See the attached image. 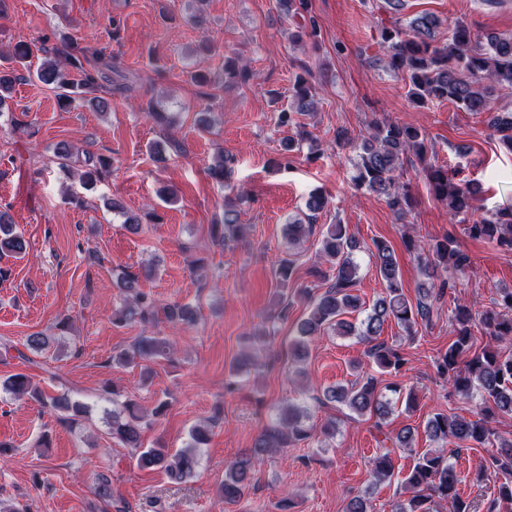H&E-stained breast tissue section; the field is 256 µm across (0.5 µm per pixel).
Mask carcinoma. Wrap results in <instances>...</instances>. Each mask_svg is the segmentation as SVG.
Returning <instances> with one entry per match:
<instances>
[{
  "label": "carcinoma",
  "instance_id": "1",
  "mask_svg": "<svg viewBox=\"0 0 512 512\" xmlns=\"http://www.w3.org/2000/svg\"><path fill=\"white\" fill-rule=\"evenodd\" d=\"M285 15L295 18L309 12V0H280ZM441 22L429 12L415 15L403 24L384 27L380 31V48L384 56L379 61L394 75L406 82L407 97L416 107H424L436 101H450L465 112L487 114V128L498 135V145L512 154V112L491 106L492 91L500 87L512 90V33L490 32L482 37L472 34L463 21L455 24L448 33L447 41H437L436 32ZM318 28L314 18L309 25L288 32V40L294 44L310 41L317 43ZM29 44L19 42L13 55L0 65V114L8 108L14 85L19 79V70L28 72L29 78L52 86L57 91L58 101L69 105L78 98L94 93L102 82L115 81L116 91L129 89L126 77L119 73L112 58L99 52L86 55L76 50L74 43L63 42L44 50V59L37 69H31ZM310 71L296 76L292 102L288 109L279 113L278 123L295 129V135L283 143V159L298 151L303 143L314 147L315 139L306 127L297 121V116L310 111L313 106ZM248 71L241 65L239 53L224 54V81L244 82ZM336 145L341 148L359 150L353 180L360 188L385 199L390 210L400 220L409 213L415 199L410 182L404 180L405 163L415 158L425 173L435 197L444 202L454 218L466 222L473 209V202L480 192L474 184L456 179L448 168L431 161L425 134L409 124L389 121L375 122L367 133L353 139L347 131L336 132ZM54 155L62 169H70L79 162L83 171L80 180L91 185L112 161L109 157L92 153L86 149L57 145ZM244 194L236 193L224 197L222 223L214 225V237L218 245L228 247L240 239L243 225L239 224V203ZM328 199L321 193L311 194L305 203V211L290 218L283 226V235L295 246L319 233V252L331 264L332 276L326 279V290L309 299V311L296 325V335L291 340L289 351L293 362L298 364L296 373H302L299 365L309 355L310 343L326 329L338 336H354L367 345L365 354L381 373L398 375L410 370V359L404 353L401 340L388 342L381 338L385 324L391 322L412 336L414 329L432 320L433 307L427 298L434 291L443 294L455 283L444 281L435 286L433 278L438 270L453 269L464 273L470 265L469 256L458 246L451 235L422 246L412 236H407L405 247L413 253L421 266L425 281L418 286L422 298L411 302L403 292L401 272L390 245L382 240L373 241L376 267L386 284L385 292L372 305L361 302L355 294L358 284L359 266L355 261L358 241L348 234L343 224H329L316 230L319 215L327 207ZM469 236L483 239L498 248L512 251V208L492 211L489 216L466 227ZM27 241L16 229L11 216L0 211V255L15 258L25 256ZM153 269L146 266L139 272H126L116 282L122 296L121 304L112 312V323L124 326L131 323H157L163 317L169 322L192 324L196 321V309L190 304L161 306L157 300L141 288V279L149 278ZM360 313L363 318L352 323L345 319L351 313ZM454 340L448 349L440 353L434 365L438 376L452 385L464 397L479 394L482 408L477 418L442 412L433 414L425 424V433L439 447L428 449L417 459L412 469L400 482L407 497L398 498L392 512H439L442 504H450L449 512H500L504 505H512V438L496 435L490 420L498 413L512 414V355L504 356L491 344L481 348L474 345V330L479 329L493 340L512 338V290H501L494 299L493 307L474 312L466 305L458 304L451 310ZM170 354L168 342L161 336H139L131 345V351H122L112 357V362L123 365L131 358L143 362L165 358ZM17 398L26 397L43 407L57 412L59 421L74 427L88 417L86 406L71 399L67 394L54 398L46 397L33 385L30 377L15 374L3 382L0 388ZM405 396L406 409L416 407L415 391L402 393L396 383L385 385L374 376L361 381L329 386L316 397L323 407L347 410L346 417L359 420L365 416L376 418L380 427L392 414L394 404L388 394ZM307 413L298 406L279 407L273 421L264 428L253 442L249 452L232 459L224 472V483L220 494L226 504H237L252 486L254 471L264 456L280 448H287L312 437L313 427L306 424ZM146 416L130 402L122 408L112 410L109 417V435L127 448L141 447ZM209 428L197 426L191 429V443L175 451L165 446L146 448L136 457V466L141 470H162L176 482L190 479L197 472L201 458L199 449L208 441ZM414 441V430L405 427L393 434H384L383 442L397 448H410ZM495 443L484 471L503 475L493 496L479 503L462 495L460 478L450 462L444 446L452 443L458 448H478ZM395 464L390 450L381 452L374 460L373 484L391 482Z\"/></svg>",
  "mask_w": 512,
  "mask_h": 512
}]
</instances>
